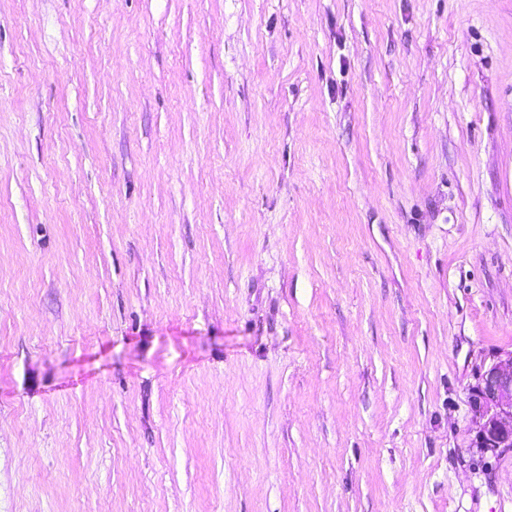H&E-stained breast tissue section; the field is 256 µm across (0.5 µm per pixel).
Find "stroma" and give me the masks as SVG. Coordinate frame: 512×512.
<instances>
[{"label":"stroma","mask_w":512,"mask_h":512,"mask_svg":"<svg viewBox=\"0 0 512 512\" xmlns=\"http://www.w3.org/2000/svg\"><path fill=\"white\" fill-rule=\"evenodd\" d=\"M512 0H0V512H512ZM472 397L480 448L492 453L512 448V353L480 374Z\"/></svg>","instance_id":"stroma-1"}]
</instances>
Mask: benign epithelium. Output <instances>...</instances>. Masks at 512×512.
Masks as SVG:
<instances>
[{"label": "benign epithelium", "instance_id": "7a95c632", "mask_svg": "<svg viewBox=\"0 0 512 512\" xmlns=\"http://www.w3.org/2000/svg\"><path fill=\"white\" fill-rule=\"evenodd\" d=\"M472 403L480 447L492 453L512 448V353L498 358L480 374Z\"/></svg>", "mask_w": 512, "mask_h": 512}]
</instances>
